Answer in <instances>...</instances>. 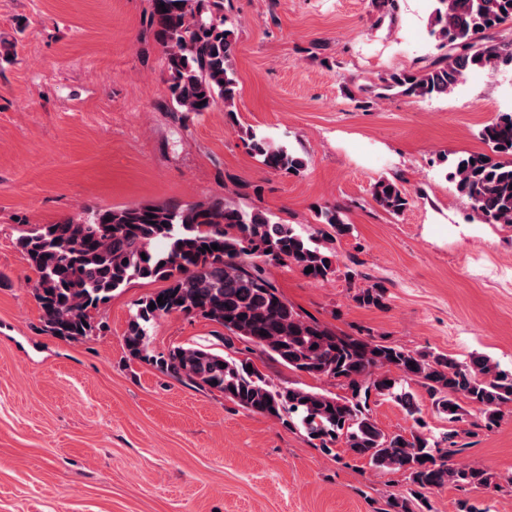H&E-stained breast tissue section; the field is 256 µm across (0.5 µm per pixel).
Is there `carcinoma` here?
<instances>
[{"mask_svg":"<svg viewBox=\"0 0 512 512\" xmlns=\"http://www.w3.org/2000/svg\"><path fill=\"white\" fill-rule=\"evenodd\" d=\"M428 24L440 54L418 70L380 78L376 98L395 93L444 97L469 72L512 67V38L496 37L512 27V0H432ZM150 25L164 50L174 108L201 114L222 103L233 115L239 96L230 64L236 26L224 14V0H152ZM479 136L489 151L455 159L450 179L483 223L512 225V112L499 113ZM247 147L273 173L298 175L305 169L302 157L265 137L248 134ZM372 194L393 215L410 205L407 190L393 179H379ZM315 218L321 228L305 236L291 224L225 197L87 208L58 223L26 226L17 246L36 274L30 291L42 331L79 342L106 328L95 313L114 292L134 280L163 281L166 287L140 300L128 321L123 344L129 358L301 429L327 452L341 443L348 454L368 459L377 469L402 471L415 496L446 485L500 488V476L489 469L449 462L461 452L456 431L439 440L423 432L390 434L373 420L369 402L390 397L421 426L422 409L410 391L416 384L448 421H463L471 408L490 430L502 408L512 405V369L482 354L463 363L443 353L338 333L302 316L279 293L270 269L293 267L314 283L336 277L335 243L351 225L334 206L317 211ZM214 244L218 249H212ZM354 300L382 307L385 289L361 288ZM172 312L216 323L230 333L228 339L344 393L278 386L257 368H248L247 359L199 347L157 353L150 346V327Z\"/></svg>","mask_w":512,"mask_h":512,"instance_id":"obj_1","label":"carcinoma"}]
</instances>
